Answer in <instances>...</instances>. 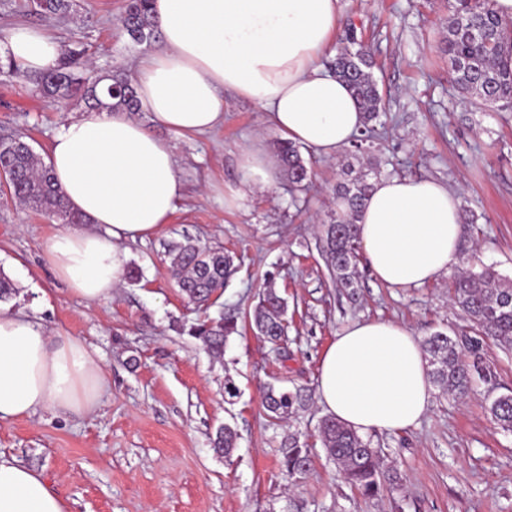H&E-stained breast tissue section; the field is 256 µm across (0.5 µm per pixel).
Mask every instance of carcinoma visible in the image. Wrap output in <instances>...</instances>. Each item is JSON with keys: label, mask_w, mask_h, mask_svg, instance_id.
Listing matches in <instances>:
<instances>
[{"label": "carcinoma", "mask_w": 512, "mask_h": 512, "mask_svg": "<svg viewBox=\"0 0 512 512\" xmlns=\"http://www.w3.org/2000/svg\"><path fill=\"white\" fill-rule=\"evenodd\" d=\"M450 18L448 35L442 53L447 56L449 73L463 100L484 108L512 107V70L501 65L505 31L512 27L496 9V0H448ZM76 7V0H36L35 10L41 14L65 17ZM123 30L138 42H151L160 37L159 27L150 8V0H124L121 16ZM85 51L68 48L56 69L33 77L35 91L43 97L72 101L89 109H111L134 112L139 102L132 82L120 71L100 74L91 68ZM330 69L352 91L368 125L353 142L360 150L377 138L370 122L385 111V101L371 68L370 54L358 40L354 28H348L336 55L328 62ZM111 81L108 98H103L100 83ZM26 140L18 133L0 141V177L4 178L11 198L33 211L66 224H82L81 215L73 212L61 192L55 187L46 164L32 150H22L17 143ZM281 165L288 182L295 188L308 184L312 171L308 169L296 146L283 142L279 147ZM381 175L375 169L360 173L336 184V210L330 221L322 225L321 242L326 264L336 287L356 300L359 282L360 242L357 222L364 201L372 188L371 179ZM465 269L452 284V299L469 322V330L448 334L436 331L423 344L429 376L442 395L462 398L475 384L486 388L488 411L502 430L512 432V388L503 389L493 370L483 360V346L491 342L512 350V279L490 267L472 260L468 250L461 252ZM170 264L178 275V286L198 308L206 310L212 296L224 289L237 272L235 256L222 247L187 241L172 244L168 249ZM288 304L273 283H264L258 303L249 315L254 333L264 341L278 344L288 335ZM189 333L198 339L214 358L224 356L230 336L238 333L233 319L212 321L200 319ZM309 401L302 387L267 388L263 407L273 425L296 416ZM320 441L328 458L336 462L341 477L350 487L366 498L383 492L394 493L404 477L394 466L383 465L381 449L354 430L326 416L318 427ZM238 434L224 426L213 441L216 455L230 458ZM281 466L290 477L306 474L311 457L301 433L290 432L280 444Z\"/></svg>", "instance_id": "carcinoma-1"}]
</instances>
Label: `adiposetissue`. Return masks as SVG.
Masks as SVG:
<instances>
[{
	"instance_id": "adipose-tissue-1",
	"label": "adipose tissue",
	"mask_w": 512,
	"mask_h": 512,
	"mask_svg": "<svg viewBox=\"0 0 512 512\" xmlns=\"http://www.w3.org/2000/svg\"><path fill=\"white\" fill-rule=\"evenodd\" d=\"M152 10L161 46L140 59L134 81L149 122L82 112L56 131L46 160L70 208L91 226L57 229L44 252L57 278L89 302L111 298L125 275L126 243L160 231L183 197L174 145L155 127L180 136L214 129L228 90L259 104L276 131L323 158L347 146L365 122L349 88L322 61L340 28L339 0H153ZM63 52L55 37L31 27L14 29L0 51L31 73L56 68ZM238 163L242 180L225 192L228 207L279 175L255 144ZM358 235L377 280L423 285L459 260L457 194L433 179H379ZM105 383L95 349L0 306V421L94 410ZM432 393L420 337L391 321L351 323L320 362V405L360 434L414 428ZM0 512L70 508L41 471L0 455Z\"/></svg>"
}]
</instances>
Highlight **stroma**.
I'll return each mask as SVG.
<instances>
[{"instance_id":"stroma-1","label":"stroma","mask_w":512,"mask_h":512,"mask_svg":"<svg viewBox=\"0 0 512 512\" xmlns=\"http://www.w3.org/2000/svg\"><path fill=\"white\" fill-rule=\"evenodd\" d=\"M78 2L76 13L57 17L37 15L31 0H0V36L42 28L84 47L97 69L134 77L138 59L158 42L139 44L123 31V0ZM448 16L446 0H340L341 28H355L373 55L387 134L356 156L347 148L332 159L303 152L313 172L306 192L291 194L283 174L241 205L225 206V189L240 180V147L259 141L274 156L281 139L257 103L225 93L222 126L172 138L184 198L155 236L127 244V263L142 278L121 282L110 300L88 303L57 279L44 242L59 221L0 188V271L17 288L9 307L96 349L108 380L97 411H40L0 422V453L42 471L71 512H512V432L491 419L482 389L462 400L433 394L417 427L372 433L406 481L403 491L371 499L352 491L329 461L317 399L289 427L269 426L262 406L270 384L315 390L322 353L355 321L391 320L423 338L465 323L449 297V271L420 287L394 288L364 268L356 301L338 291L318 227L328 220L345 163L377 165L386 178L448 183L467 220L465 246L512 278V110L463 101L441 52ZM65 118L33 94L27 74L0 73V138L25 133L44 159ZM188 239L232 251L240 263L204 314L238 318L239 332L219 361L181 331L202 314L177 287L166 252ZM268 278L288 301L280 351L246 319ZM228 378L239 390L230 401ZM227 423L239 438L225 460L211 441ZM291 429L303 433L312 457L296 480L277 452Z\"/></svg>"}]
</instances>
